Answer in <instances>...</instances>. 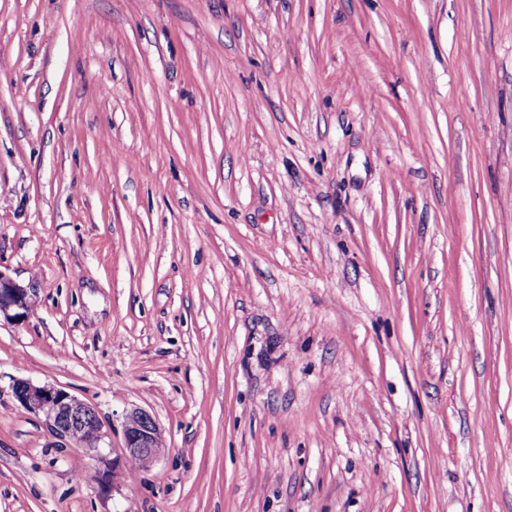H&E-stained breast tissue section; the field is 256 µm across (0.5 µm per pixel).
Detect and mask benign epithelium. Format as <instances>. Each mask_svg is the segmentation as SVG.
I'll return each mask as SVG.
<instances>
[{
  "instance_id": "obj_1",
  "label": "benign epithelium",
  "mask_w": 512,
  "mask_h": 512,
  "mask_svg": "<svg viewBox=\"0 0 512 512\" xmlns=\"http://www.w3.org/2000/svg\"><path fill=\"white\" fill-rule=\"evenodd\" d=\"M34 293V288L18 284L0 270V317L26 318ZM12 395L29 412L44 417L59 447L74 443L101 462L110 459L105 452L112 448L110 434L93 405L61 388L23 379L14 381ZM162 447V432L156 420L146 410L134 408L125 416L123 443L120 454L110 459L112 467L123 458L147 467L159 458Z\"/></svg>"
}]
</instances>
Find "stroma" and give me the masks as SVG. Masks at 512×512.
Masks as SVG:
<instances>
[{
	"label": "stroma",
	"mask_w": 512,
	"mask_h": 512,
	"mask_svg": "<svg viewBox=\"0 0 512 512\" xmlns=\"http://www.w3.org/2000/svg\"><path fill=\"white\" fill-rule=\"evenodd\" d=\"M512 0H0V512H512ZM146 469L56 448L15 380ZM35 288L25 287L15 282L0 270V321L21 320L29 315ZM162 447V432L153 416L141 408L130 410L125 416L120 454L112 458V479L122 458L147 467L159 458Z\"/></svg>",
	"instance_id": "obj_1"
}]
</instances>
